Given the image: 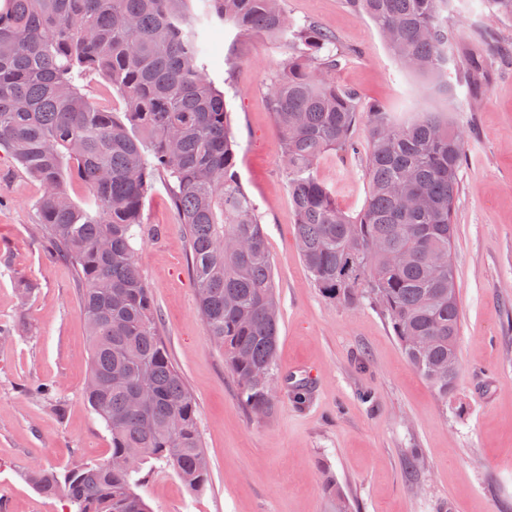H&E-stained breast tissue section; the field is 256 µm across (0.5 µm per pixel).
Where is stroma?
Masks as SVG:
<instances>
[{
	"label": "stroma",
	"instance_id": "1",
	"mask_svg": "<svg viewBox=\"0 0 512 512\" xmlns=\"http://www.w3.org/2000/svg\"><path fill=\"white\" fill-rule=\"evenodd\" d=\"M290 19L335 35L347 59L338 85L398 119L451 111L465 139L454 212L452 262L461 308L459 374L440 399L410 366L372 302L356 308L317 288L296 244L281 133L269 108L272 73L289 50L260 33L203 24L207 69L223 90L236 171L255 201L280 304L275 408L245 409L208 336L190 272L185 230L156 179L134 247L159 332L196 404L209 461L202 489L170 467L146 465L138 492L152 512H328L332 475L351 512H512V19L482 0H449L448 23L464 51L489 66L474 89L447 100L405 71L374 24L343 0H281ZM489 30L478 38V30ZM326 156L316 174L339 207L361 210L369 191L370 139ZM39 182L0 156V500L8 512H70L28 472L109 457L111 436L84 397L89 342L70 264L51 256L35 228ZM33 292L21 297L20 281ZM47 383L64 415L37 398ZM422 463L408 474L412 452Z\"/></svg>",
	"mask_w": 512,
	"mask_h": 512
}]
</instances>
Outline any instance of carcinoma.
I'll use <instances>...</instances> for the list:
<instances>
[{
	"label": "carcinoma",
	"instance_id": "cac0c4a2",
	"mask_svg": "<svg viewBox=\"0 0 512 512\" xmlns=\"http://www.w3.org/2000/svg\"><path fill=\"white\" fill-rule=\"evenodd\" d=\"M0 10V149L36 179L41 231L72 266L90 342L84 395L111 434V458L38 469L43 496L73 512H150L137 493L141 467H172L196 490L209 461L196 405L159 334L133 241L155 177L165 180L187 231L198 308L224 350L248 411L267 416L278 377L279 307L256 204L235 171L230 113L212 82L192 0H6ZM368 18L400 65L454 97L448 72L467 88L486 73L461 56L448 0H344ZM238 32L262 33L293 50L270 88L283 140L295 236L316 287L354 307L370 298L411 367L443 401L458 377L461 312L451 261L465 141L448 112L399 121L336 85V38L297 25L279 0H210L206 13ZM104 79L123 102L112 111L85 87ZM367 114L370 191L345 213L315 169L354 152ZM88 190L79 203L69 182ZM330 512H349L324 479Z\"/></svg>",
	"mask_w": 512,
	"mask_h": 512
}]
</instances>
